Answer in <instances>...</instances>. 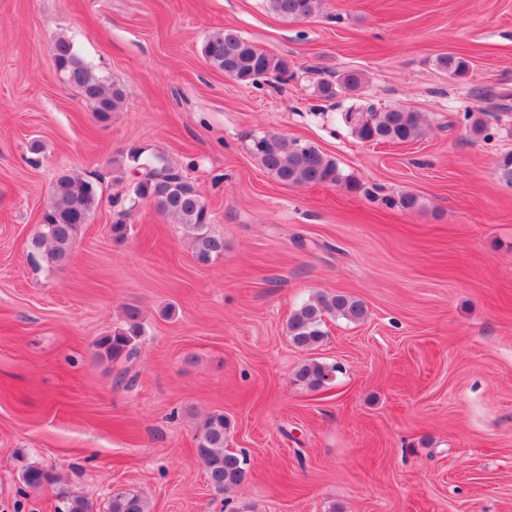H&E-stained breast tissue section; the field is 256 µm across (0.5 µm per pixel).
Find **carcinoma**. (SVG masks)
<instances>
[{
  "instance_id": "cac0c4a2",
  "label": "carcinoma",
  "mask_w": 512,
  "mask_h": 512,
  "mask_svg": "<svg viewBox=\"0 0 512 512\" xmlns=\"http://www.w3.org/2000/svg\"><path fill=\"white\" fill-rule=\"evenodd\" d=\"M319 0H268L269 8L278 16L294 22L309 18L316 12ZM202 52L209 63L226 77H235L242 83L257 85L270 76L288 75V60L271 55L246 40L239 31L225 28L209 36ZM53 57L64 83L76 89L93 109L96 120L106 121L117 111L126 98L123 85L105 80L78 54L71 40L59 37L54 42ZM439 69L455 79L469 74L466 59L442 55L436 59ZM363 82L358 71H348L336 82H323L318 94L333 98L338 92H355ZM345 123L360 141L377 137L381 143H406L425 132L420 113L407 108L367 110L366 120L353 121L344 113ZM250 151L261 165L280 183L285 185H351L335 159L316 146L273 132L247 138ZM128 159L134 164L136 179L135 198L149 200L163 213L183 226L193 242L198 261L207 263L224 254V238L210 231V213L206 202L194 184L188 182L180 169L160 154H145L132 147ZM102 198L93 183L75 172L59 174L49 190L38 230L27 241L29 255L50 267H62L72 257L73 247L84 224L98 210ZM112 240L125 241L128 234L125 213H117L112 227ZM365 304L345 293L319 294L297 306L288 318V338L301 351L316 349L325 338L324 317L342 318L351 323L364 320ZM126 327L100 337L94 343L96 354L111 361L131 360L137 355L136 338L141 336L140 311L135 306L125 309ZM334 368L316 359L307 358L296 372L297 382L312 391L327 386L333 378ZM229 421L222 413L207 417L196 437V454L204 466L207 483L216 494L241 485L246 479L244 459L224 448ZM24 484L39 488L55 480L45 469L31 465L22 473ZM57 512H90L87 499L65 494L60 496ZM109 512H149L146 499L128 490L112 492Z\"/></svg>"
}]
</instances>
